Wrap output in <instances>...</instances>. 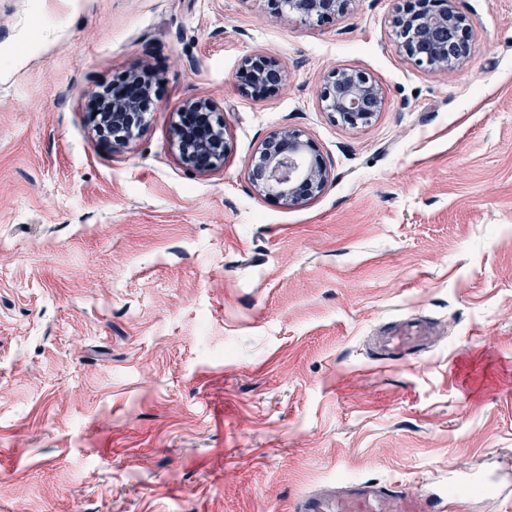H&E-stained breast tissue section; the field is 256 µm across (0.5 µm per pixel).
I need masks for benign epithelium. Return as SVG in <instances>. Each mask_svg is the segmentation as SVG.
<instances>
[{"label": "benign epithelium", "instance_id": "7a95c632", "mask_svg": "<svg viewBox=\"0 0 512 512\" xmlns=\"http://www.w3.org/2000/svg\"><path fill=\"white\" fill-rule=\"evenodd\" d=\"M352 0H268L276 16L293 15L310 25L319 24L344 11ZM393 21L400 48L416 65L446 71L471 55L466 18L454 0H403ZM241 89L265 95L278 91L285 80L280 63L256 54L246 58L240 70ZM152 83L141 72H132L119 93L100 96L110 104L105 114L112 134V147L125 145L143 127L142 101L151 96ZM322 108L345 125L365 124L381 110L379 87L364 72L334 70L319 93ZM175 147L187 166L208 171L224 162L227 150L224 115L214 104L189 100L179 113ZM329 178L312 142L302 131L282 128L268 136L258 148V160L249 169L254 191L287 205H298L317 196Z\"/></svg>", "mask_w": 512, "mask_h": 512}]
</instances>
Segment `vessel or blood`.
Listing matches in <instances>:
<instances>
[{
  "label": "vessel or blood",
  "mask_w": 512,
  "mask_h": 512,
  "mask_svg": "<svg viewBox=\"0 0 512 512\" xmlns=\"http://www.w3.org/2000/svg\"><path fill=\"white\" fill-rule=\"evenodd\" d=\"M430 322L403 321L387 326L376 340L383 359L400 361L416 355L432 343ZM442 501L410 488L372 482H354L327 495H304L294 512H442Z\"/></svg>",
  "instance_id": "obj_1"
}]
</instances>
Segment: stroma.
I'll list each match as a JSON object with an SVG mask.
<instances>
[{
  "label": "stroma",
  "instance_id": "1",
  "mask_svg": "<svg viewBox=\"0 0 512 512\" xmlns=\"http://www.w3.org/2000/svg\"><path fill=\"white\" fill-rule=\"evenodd\" d=\"M398 0L320 25L266 0H0V512H291L306 493L399 481L451 512L512 484V0H455L470 57L417 67ZM286 82L242 93L249 56ZM368 74L352 128L318 92ZM155 78L121 149L98 94ZM224 114L208 172L173 146L186 100ZM301 130L330 172L288 206L252 158ZM436 340L408 363L374 338ZM322 108L336 121L352 127L368 123L381 110L379 87L364 72L333 70L319 93ZM433 338L430 322L403 321L387 326L377 336L376 350L384 360H405L430 346Z\"/></svg>",
  "mask_w": 512,
  "mask_h": 512
}]
</instances>
